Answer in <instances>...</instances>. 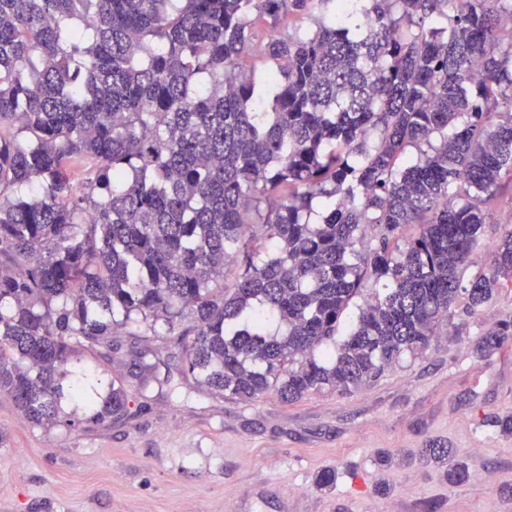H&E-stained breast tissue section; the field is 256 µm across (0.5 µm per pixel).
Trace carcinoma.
Returning a JSON list of instances; mask_svg holds the SVG:
<instances>
[{
  "label": "carcinoma",
  "mask_w": 512,
  "mask_h": 512,
  "mask_svg": "<svg viewBox=\"0 0 512 512\" xmlns=\"http://www.w3.org/2000/svg\"><path fill=\"white\" fill-rule=\"evenodd\" d=\"M505 19L512 0H0V393L38 427L129 419L124 382L102 399L73 360L142 321L184 380L292 404L478 312L512 285V229L471 272L512 205ZM67 394L90 415L61 418ZM421 454L469 480L446 443ZM493 224H486L485 233L482 237V244L479 247V251L476 253V259L478 261L477 267H472V271L475 272L481 266L488 269L490 254L486 252L487 243L495 244V240L500 234V228L506 224L512 225V208L507 204L499 207L492 215Z\"/></svg>",
  "instance_id": "obj_1"
}]
</instances>
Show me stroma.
<instances>
[{"instance_id": "obj_1", "label": "stroma", "mask_w": 512, "mask_h": 512, "mask_svg": "<svg viewBox=\"0 0 512 512\" xmlns=\"http://www.w3.org/2000/svg\"><path fill=\"white\" fill-rule=\"evenodd\" d=\"M512 321V290L479 312L456 313L417 356L374 385L324 390L288 405H252L183 380L181 354L143 323L115 336L111 358L86 352L90 383L107 393L121 378L134 419L82 432L32 426L0 395V512H512V336L487 357L475 344ZM155 348L169 381L140 393L138 351ZM458 448L471 477L449 485L421 466L419 448ZM325 469L336 483H315Z\"/></svg>"}]
</instances>
